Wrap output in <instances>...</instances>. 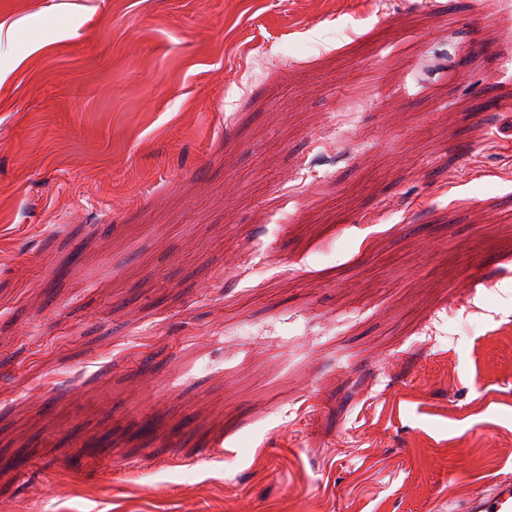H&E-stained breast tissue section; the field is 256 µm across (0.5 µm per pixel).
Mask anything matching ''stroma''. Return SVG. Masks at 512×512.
I'll return each mask as SVG.
<instances>
[{
  "label": "stroma",
  "instance_id": "35a3bbf8",
  "mask_svg": "<svg viewBox=\"0 0 512 512\" xmlns=\"http://www.w3.org/2000/svg\"><path fill=\"white\" fill-rule=\"evenodd\" d=\"M15 23L0 512H456L512 476L483 0H0Z\"/></svg>",
  "mask_w": 512,
  "mask_h": 512
}]
</instances>
